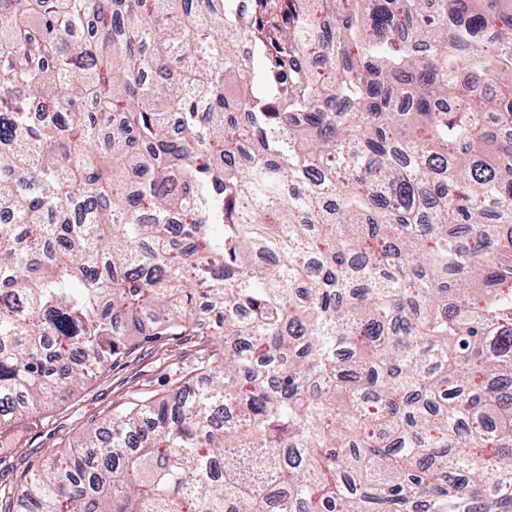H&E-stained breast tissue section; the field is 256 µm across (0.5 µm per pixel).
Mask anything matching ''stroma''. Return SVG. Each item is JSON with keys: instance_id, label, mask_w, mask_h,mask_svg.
<instances>
[{"instance_id": "obj_1", "label": "stroma", "mask_w": 512, "mask_h": 512, "mask_svg": "<svg viewBox=\"0 0 512 512\" xmlns=\"http://www.w3.org/2000/svg\"><path fill=\"white\" fill-rule=\"evenodd\" d=\"M194 355L190 344L175 341L164 350H136L93 378L63 405L23 417L9 434L0 433V488L16 486L22 471L76 441L135 393L167 392L175 370Z\"/></svg>"}]
</instances>
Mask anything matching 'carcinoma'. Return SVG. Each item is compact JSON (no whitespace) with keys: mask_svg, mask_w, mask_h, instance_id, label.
<instances>
[{"mask_svg":"<svg viewBox=\"0 0 512 512\" xmlns=\"http://www.w3.org/2000/svg\"><path fill=\"white\" fill-rule=\"evenodd\" d=\"M1 208L0 428L204 353L0 512H512V0H0Z\"/></svg>","mask_w":512,"mask_h":512,"instance_id":"carcinoma-1","label":"carcinoma"}]
</instances>
